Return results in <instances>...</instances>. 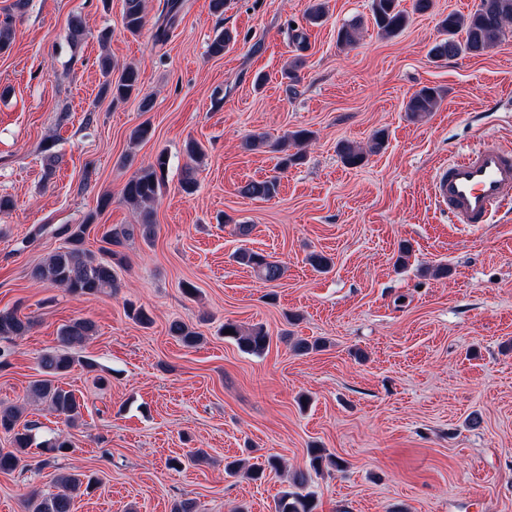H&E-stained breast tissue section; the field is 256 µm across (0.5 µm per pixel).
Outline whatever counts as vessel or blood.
Masks as SVG:
<instances>
[{
    "label": "vessel or blood",
    "instance_id": "b4317fda",
    "mask_svg": "<svg viewBox=\"0 0 512 512\" xmlns=\"http://www.w3.org/2000/svg\"><path fill=\"white\" fill-rule=\"evenodd\" d=\"M433 194L452 223H488L494 211L512 203V152L488 141L449 161L436 171Z\"/></svg>",
    "mask_w": 512,
    "mask_h": 512
}]
</instances>
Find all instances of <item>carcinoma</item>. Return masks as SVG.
<instances>
[{
    "mask_svg": "<svg viewBox=\"0 0 512 512\" xmlns=\"http://www.w3.org/2000/svg\"><path fill=\"white\" fill-rule=\"evenodd\" d=\"M28 6V0H14L11 13L0 21V52L7 51L12 43L13 14L22 13ZM372 15L377 27L386 35H395L406 26L408 15L399 8L398 0H372ZM512 23V0H480L476 9L468 15L450 13L440 23L442 38L431 48L430 54L436 59H446L460 55H479L497 45L505 34L506 25ZM124 28L133 35L141 33L146 25L144 0H124ZM361 21L351 20L342 25L337 32V42L342 46L353 45L359 33ZM101 74L105 78L102 91L112 94L114 99H127L140 94L141 80L137 68H123L117 79H112V61L102 59ZM441 99L440 90L424 86L409 97L405 104L407 117L416 120L436 110ZM311 137L306 130L292 131L281 140L271 145L274 152H283L285 157L281 165L299 163L303 154L298 150L304 141ZM293 147L296 152H288ZM338 153L347 166L357 167L366 158L360 148L342 143ZM167 157L160 153L155 161L136 170L126 181L122 189V199L135 208H145L139 224H125L105 232L102 242L105 246L100 252L111 261L98 258L85 247L93 218L81 224H63L56 229L57 235L65 239V245L52 254L49 259L32 270V276L46 279L68 293L91 298L102 293L106 288H113L117 283L116 266L122 262L119 248L136 237L147 243L153 241L155 224L149 207L159 196L164 186V174ZM278 181L275 178L254 180L240 188V194L248 199L265 201L277 193ZM234 259L241 265L251 268L259 280L273 283L284 275L281 262L249 249H240ZM32 321L22 317L15 310H0V338L24 336L30 330ZM223 329L231 330L227 338L234 340L238 347L250 354H261L269 347L271 337L262 327L244 332L234 322L227 321ZM169 330L180 338L187 347L199 341L196 332L184 323L175 321ZM93 323L87 318H76L63 325L59 330L60 348L43 354L39 365L48 378L32 385L33 396L45 402L56 415L73 422L81 415L82 404L75 394L50 380V377L68 372L75 364V359L68 349L83 344L91 332ZM20 410L15 406L0 407V432L10 435L13 448L0 449V472L12 473L24 469L25 450L32 441L31 431L34 425L26 423L18 427ZM59 491L48 495H33L26 501L27 512H71L73 499L83 491L94 487L95 479L88 475L69 473L58 477ZM307 478L300 476L292 488L284 490L274 503V512H314V494L306 491Z\"/></svg>",
    "mask_w": 512,
    "mask_h": 512,
    "instance_id": "obj_1",
    "label": "carcinoma"
}]
</instances>
